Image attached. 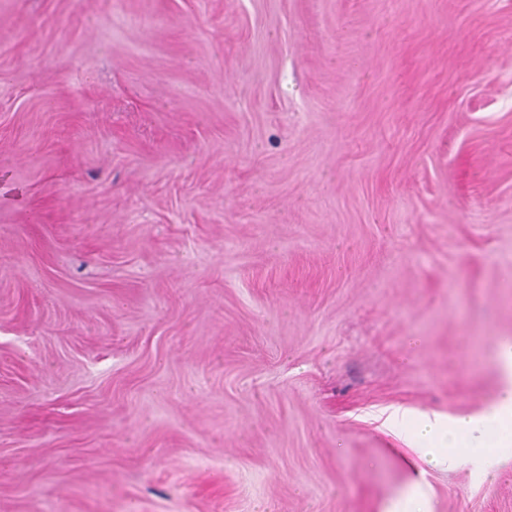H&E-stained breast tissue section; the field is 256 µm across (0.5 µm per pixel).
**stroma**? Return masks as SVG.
Listing matches in <instances>:
<instances>
[{
  "label": "stroma",
  "mask_w": 512,
  "mask_h": 512,
  "mask_svg": "<svg viewBox=\"0 0 512 512\" xmlns=\"http://www.w3.org/2000/svg\"><path fill=\"white\" fill-rule=\"evenodd\" d=\"M509 339L512 0H0V512H512ZM499 362L504 375V387L490 410L479 416L448 418L415 415L403 412L401 417L408 423L414 435L430 442L428 461L434 464L448 460V447L454 451L468 448H490L500 462L512 460V344L502 345ZM448 429L456 435V442L448 446Z\"/></svg>",
  "instance_id": "35a3bbf8"
}]
</instances>
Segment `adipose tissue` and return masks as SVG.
Masks as SVG:
<instances>
[{"instance_id": "ef3b65f1", "label": "adipose tissue", "mask_w": 512, "mask_h": 512, "mask_svg": "<svg viewBox=\"0 0 512 512\" xmlns=\"http://www.w3.org/2000/svg\"><path fill=\"white\" fill-rule=\"evenodd\" d=\"M499 362L504 387L490 410L479 416H458L447 420L437 416L403 413L413 434L429 441L427 455L431 463L448 459L449 450L491 449L499 461H512V344L502 345Z\"/></svg>"}]
</instances>
